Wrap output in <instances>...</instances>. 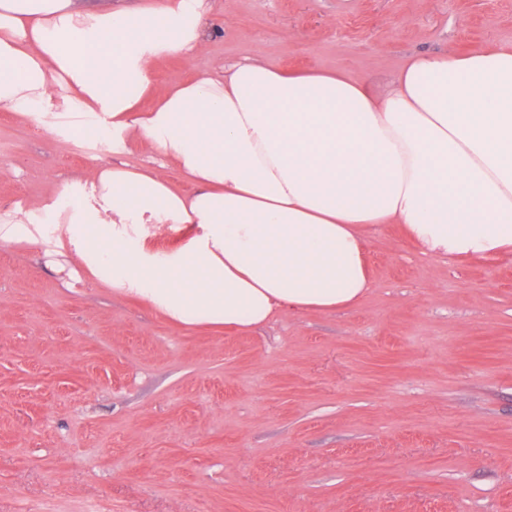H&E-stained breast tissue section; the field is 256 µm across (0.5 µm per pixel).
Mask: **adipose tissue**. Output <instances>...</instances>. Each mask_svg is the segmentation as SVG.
Here are the masks:
<instances>
[{
    "instance_id": "1",
    "label": "adipose tissue",
    "mask_w": 512,
    "mask_h": 512,
    "mask_svg": "<svg viewBox=\"0 0 512 512\" xmlns=\"http://www.w3.org/2000/svg\"><path fill=\"white\" fill-rule=\"evenodd\" d=\"M210 0L77 9L0 0V108L68 131L104 115L99 143L148 142L193 184L105 164L0 214V240L73 255L113 291L178 326L249 330L289 311L356 306L371 285L365 224L398 225L422 253L512 259V46L414 54L391 88L346 72L258 62L158 87L192 60ZM190 228L157 249L156 229Z\"/></svg>"
}]
</instances>
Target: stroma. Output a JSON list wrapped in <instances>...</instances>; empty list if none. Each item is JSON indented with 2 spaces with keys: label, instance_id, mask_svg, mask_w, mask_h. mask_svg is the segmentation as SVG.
Segmentation results:
<instances>
[{
  "label": "stroma",
  "instance_id": "35a3bbf8",
  "mask_svg": "<svg viewBox=\"0 0 512 512\" xmlns=\"http://www.w3.org/2000/svg\"><path fill=\"white\" fill-rule=\"evenodd\" d=\"M216 34L160 81L245 60L376 92L417 52L512 43V0H211ZM0 109V210L97 164ZM337 313L178 327L42 248L0 241V512H512V261L368 228Z\"/></svg>",
  "mask_w": 512,
  "mask_h": 512
}]
</instances>
